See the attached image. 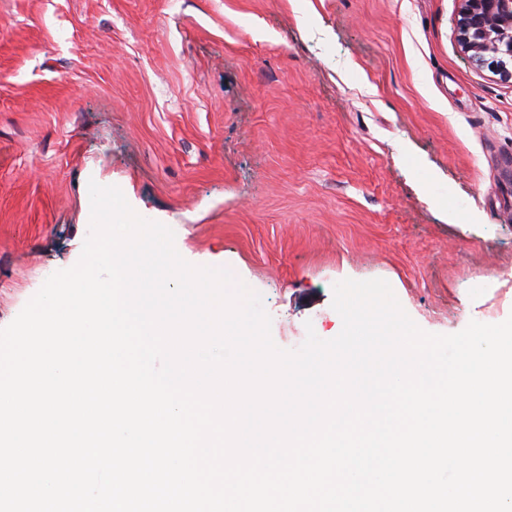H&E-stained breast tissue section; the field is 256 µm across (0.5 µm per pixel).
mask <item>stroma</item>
<instances>
[{"label":"stroma","instance_id":"1","mask_svg":"<svg viewBox=\"0 0 512 512\" xmlns=\"http://www.w3.org/2000/svg\"><path fill=\"white\" fill-rule=\"evenodd\" d=\"M460 0H0V328L119 187L271 335L338 334L387 281L424 331L512 316V80Z\"/></svg>","mask_w":512,"mask_h":512}]
</instances>
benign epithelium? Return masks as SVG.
Returning <instances> with one entry per match:
<instances>
[{"label":"benign epithelium","instance_id":"1","mask_svg":"<svg viewBox=\"0 0 512 512\" xmlns=\"http://www.w3.org/2000/svg\"><path fill=\"white\" fill-rule=\"evenodd\" d=\"M459 37L476 61L499 56L497 73L512 79V0H461Z\"/></svg>","mask_w":512,"mask_h":512}]
</instances>
